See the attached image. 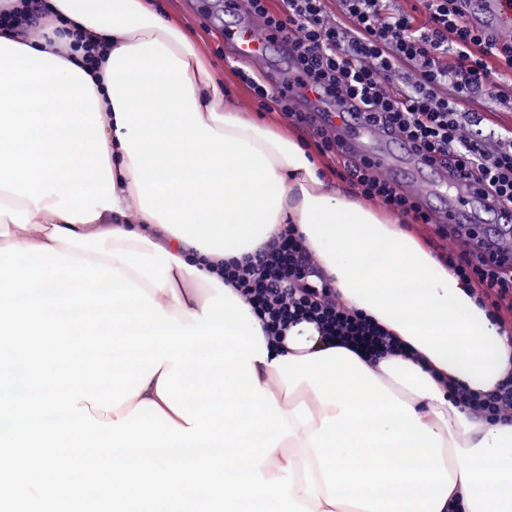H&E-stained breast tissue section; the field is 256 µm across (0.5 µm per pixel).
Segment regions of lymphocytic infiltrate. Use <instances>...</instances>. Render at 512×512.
Returning a JSON list of instances; mask_svg holds the SVG:
<instances>
[{"label":"lymphocytic infiltrate","mask_w":512,"mask_h":512,"mask_svg":"<svg viewBox=\"0 0 512 512\" xmlns=\"http://www.w3.org/2000/svg\"><path fill=\"white\" fill-rule=\"evenodd\" d=\"M245 11L271 37L292 45L288 80L327 95H340L362 118L407 142L430 164L463 173L480 189L512 203V131L497 140L465 131L462 116L473 101L512 106V39L470 22L463 0H419L425 24L395 9L392 0H341L346 23L329 19L325 0H243ZM240 79L260 103L279 107L309 130L319 154L341 155L339 177L368 201L379 202L406 224H431L440 238L459 225L436 222L416 197L399 192L362 159L342 155L335 130L316 112L273 92L248 72ZM437 260L473 286L489 318L503 324L512 312V263L477 246L442 249ZM224 282L252 307L269 338L282 341L301 322L314 324L326 344L343 343L376 360L407 354L406 344L372 317L343 303L319 270L296 225L248 257L224 266ZM461 410L486 421L512 422V378L475 392L449 381Z\"/></svg>","instance_id":"f902f5d3"}]
</instances>
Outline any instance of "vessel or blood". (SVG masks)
Wrapping results in <instances>:
<instances>
[{
	"instance_id": "vessel-or-blood-1",
	"label": "vessel or blood",
	"mask_w": 512,
	"mask_h": 512,
	"mask_svg": "<svg viewBox=\"0 0 512 512\" xmlns=\"http://www.w3.org/2000/svg\"><path fill=\"white\" fill-rule=\"evenodd\" d=\"M472 20L510 33L512 0H483L475 8ZM224 45L234 60L244 63L262 62L271 51L281 47L280 42L271 41L257 25L243 22L225 27ZM270 81L275 88L288 91L301 108L325 113L343 150L365 158L402 191L416 193L422 174L433 171L434 178L429 183L428 192L420 194L421 201L427 204L432 198L444 197L445 206L440 216L448 223L466 224L475 229L479 226V212L486 211L495 216L498 224H512L511 204L481 192L465 179L450 176L446 170H431L428 162L419 155L410 154L394 135L362 120L349 118L348 107L340 97L321 98L311 90L288 87L276 74L271 75Z\"/></svg>"
}]
</instances>
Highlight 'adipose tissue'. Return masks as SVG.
Returning a JSON list of instances; mask_svg holds the SVG:
<instances>
[{"label":"adipose tissue","instance_id":"adipose-tissue-1","mask_svg":"<svg viewBox=\"0 0 512 512\" xmlns=\"http://www.w3.org/2000/svg\"><path fill=\"white\" fill-rule=\"evenodd\" d=\"M47 4L103 53L91 70L58 53L51 28L0 32V224L23 230L11 243L112 267L109 250L161 246L182 261L164 288L125 274L187 325L205 303L202 276L297 225L341 299L414 355L373 364L307 322L267 343L252 368L294 434L264 479L291 467L311 512H448L454 498L466 512H512V425L460 410L441 382L485 392L512 375V339L471 285L395 218L327 184L295 138L242 118L152 0ZM57 227L107 233L106 255L52 240Z\"/></svg>","mask_w":512,"mask_h":512}]
</instances>
